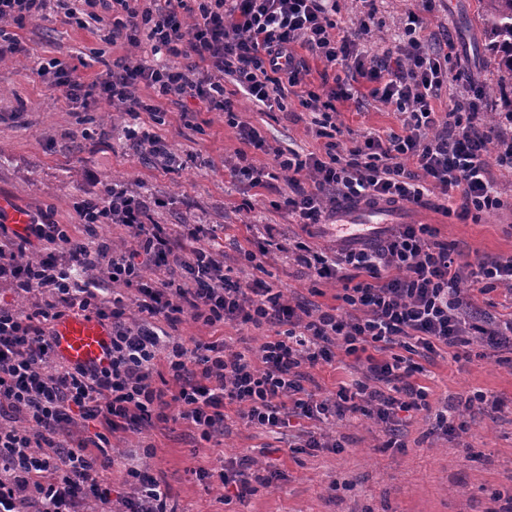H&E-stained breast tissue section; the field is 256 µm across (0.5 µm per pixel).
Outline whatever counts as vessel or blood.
<instances>
[{
	"label": "vessel or blood",
	"instance_id": "vessel-or-blood-1",
	"mask_svg": "<svg viewBox=\"0 0 512 512\" xmlns=\"http://www.w3.org/2000/svg\"><path fill=\"white\" fill-rule=\"evenodd\" d=\"M382 206L346 204L336 211L330 230L337 241L355 242L375 237L383 228ZM56 357L73 365L102 367L110 361L111 334L106 325L93 318L68 317L52 329Z\"/></svg>",
	"mask_w": 512,
	"mask_h": 512
}]
</instances>
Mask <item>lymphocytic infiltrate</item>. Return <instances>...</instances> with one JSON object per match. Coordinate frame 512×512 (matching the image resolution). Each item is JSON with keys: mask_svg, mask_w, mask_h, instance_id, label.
Returning <instances> with one entry per match:
<instances>
[{"mask_svg": "<svg viewBox=\"0 0 512 512\" xmlns=\"http://www.w3.org/2000/svg\"><path fill=\"white\" fill-rule=\"evenodd\" d=\"M49 0H0V60L17 43L6 22L42 19ZM174 9L140 0H74L67 17L79 27L108 22L107 39L132 48L149 44L167 57L149 65L122 56L92 87L61 71L57 88L75 104L100 90L113 105L137 112L136 84L160 98L198 100L222 111L244 148L232 176L253 187L284 179L288 190L272 201L296 223L326 224L340 202L421 204L441 199L445 214L480 218L503 207L496 173L512 176V114L487 117L482 89L460 91L448 113L436 103L448 87L453 42L429 50L431 40L414 9H407L398 42L382 54L361 50L371 31L360 16L354 32L337 34L331 0H177ZM333 64L352 61L328 95L303 91L316 145L299 153L272 146L225 96L234 86L259 111L283 107L285 86H298L304 68L296 47ZM364 81L375 100L400 116L401 129L347 138L336 122V103L352 99ZM270 156L254 165L249 150ZM147 201L121 185L78 202L80 234L47 221L24 231L0 224V280L32 297V311L0 308V512H169L167 494L145 462L126 471L128 489L113 495L111 458H98L72 430L98 422L113 432L154 421H184L204 438L223 432L228 412L264 428L299 426L298 450L340 448L331 430L337 419L361 414L385 424L386 447L403 442L405 414L430 408L429 392L413 375L421 358L447 349L454 360L479 340L512 346V317L485 313L479 301L493 287H512V254L494 258L450 251L427 224H401L383 239L355 248H314L283 237L276 225L241 248V258L262 269L271 251L285 253L310 275L333 280L336 307L295 303L277 285L233 275L209 245L206 224H162ZM110 224L136 241L133 250L94 241ZM104 270L97 278L95 270ZM133 297H126L124 289ZM71 315L108 323L107 366L81 369L56 358L50 332ZM210 327L268 328L259 347L244 353L225 340L183 341L161 324L184 317ZM342 357L366 370L353 389L335 397L307 390L306 371ZM255 459L228 462L221 478L237 499L273 482Z\"/></svg>", "mask_w": 512, "mask_h": 512, "instance_id": "f902f5d3", "label": "lymphocytic infiltrate"}]
</instances>
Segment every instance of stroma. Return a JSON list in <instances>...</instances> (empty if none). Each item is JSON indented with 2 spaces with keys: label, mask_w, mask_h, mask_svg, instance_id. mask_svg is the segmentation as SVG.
<instances>
[{
  "label": "stroma",
  "mask_w": 512,
  "mask_h": 512,
  "mask_svg": "<svg viewBox=\"0 0 512 512\" xmlns=\"http://www.w3.org/2000/svg\"><path fill=\"white\" fill-rule=\"evenodd\" d=\"M410 2L376 0L372 42L395 43ZM420 16L434 41L450 38L457 47L448 63L452 80L438 110L451 109L462 86L474 85L488 90V111H506L503 96L491 91L498 72L485 47L478 0H432ZM8 30L21 45L20 52L0 61V198L10 207L73 230L80 222L76 202L121 183L135 193L167 199V206L154 214L159 223L213 225L216 247L242 277L275 283L291 298L336 306L334 283L315 282L284 255H274L260 271L243 264L239 245L259 237L267 224L313 246L333 244L334 238L325 225L305 227L271 209L270 200L285 190V182L252 188L231 179L227 165L242 144L223 112L190 98L176 103L156 100L152 89L143 85L137 96L158 105V112L134 116L103 100L72 107L55 88L53 76L38 72L41 61L55 58L89 84L101 80L107 63L123 55L160 63L150 45L133 50L109 44L104 26L83 29L69 23L61 0H50L46 19L13 23ZM231 101L243 119L261 127L271 144L300 152L312 149L311 116L296 93L288 94L280 111H253L238 95ZM336 108L337 124L355 137L400 128L398 115L369 97L362 84L352 99L337 101ZM142 122L167 142V164L140 160L123 137L124 127ZM100 128L108 130V137H97ZM498 188L503 207L476 221L463 222L435 206L412 204L388 209L385 218L391 224L432 225L438 240L459 251L486 257L510 254L512 177L499 178ZM245 201L250 211L241 210ZM171 334L202 342L221 335L237 350L257 348L263 341L258 329L228 325L217 332L190 317ZM469 350V360L457 362L444 352L423 362L415 374V381L429 390L431 410L406 423L404 449L385 447L382 426L361 415L336 422L341 450L311 453L294 452L297 430L259 429L233 414L226 418L223 434L208 440L185 423L159 422L140 432L123 429L112 434L109 446L117 453L112 490H125L129 461L122 451L137 453L148 444L152 473L167 487L176 512H501L512 497V351L492 355L478 341ZM476 391L499 397L504 409L474 407L467 418L469 429L460 436L436 431V411L449 398ZM244 455L273 464L280 476L245 502L225 503L219 473L225 461ZM199 468L209 471L208 479L198 480Z\"/></svg>",
  "instance_id": "1"
}]
</instances>
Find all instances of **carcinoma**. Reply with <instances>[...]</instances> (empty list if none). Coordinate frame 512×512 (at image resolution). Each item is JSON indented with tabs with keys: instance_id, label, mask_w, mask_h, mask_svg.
Returning a JSON list of instances; mask_svg holds the SVG:
<instances>
[{
	"instance_id": "1",
	"label": "carcinoma",
	"mask_w": 512,
	"mask_h": 512,
	"mask_svg": "<svg viewBox=\"0 0 512 512\" xmlns=\"http://www.w3.org/2000/svg\"><path fill=\"white\" fill-rule=\"evenodd\" d=\"M487 47L499 73V89L512 90V0H481Z\"/></svg>"
}]
</instances>
